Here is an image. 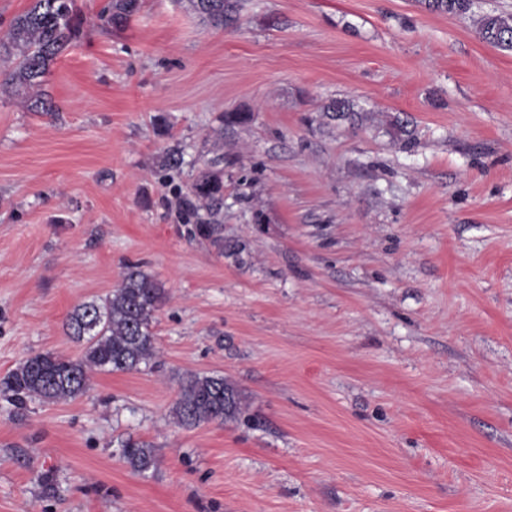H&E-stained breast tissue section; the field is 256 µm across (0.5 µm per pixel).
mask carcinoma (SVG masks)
Returning <instances> with one entry per match:
<instances>
[{"label":"carcinoma","mask_w":512,"mask_h":512,"mask_svg":"<svg viewBox=\"0 0 512 512\" xmlns=\"http://www.w3.org/2000/svg\"><path fill=\"white\" fill-rule=\"evenodd\" d=\"M189 2L202 19L216 25L235 20L232 0ZM424 4L432 11L462 15L471 11L472 0H424ZM139 8L140 0H106L98 20L107 27L120 26ZM82 23L75 0H32L30 7L0 32V63L11 65L5 85L16 95L27 97L34 111H52L47 94L41 90L43 78L77 37ZM477 31L483 41L512 49V15H483L477 19ZM180 204L194 214L205 210L206 218L198 224L197 232L218 245L222 243L221 171L201 172ZM165 297V289L152 274L138 266L126 268L111 294L84 302L68 315L66 335L83 344L80 356L55 352L30 356L0 380V391L24 410L32 399L55 403L85 393L89 373L95 369L112 373L152 368L156 356L153 327ZM241 413V393L217 375H189L173 407L174 417L185 427L222 423ZM121 456L132 471L140 474L156 463L155 449L143 442H126Z\"/></svg>","instance_id":"1"}]
</instances>
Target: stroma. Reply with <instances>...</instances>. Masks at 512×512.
<instances>
[{
    "label": "stroma",
    "instance_id": "1",
    "mask_svg": "<svg viewBox=\"0 0 512 512\" xmlns=\"http://www.w3.org/2000/svg\"><path fill=\"white\" fill-rule=\"evenodd\" d=\"M239 3L215 27L141 0L111 29L76 0L53 111L0 85V378L79 356L68 314L127 266L167 293L153 370L0 395V512H512V50L476 28L512 0ZM215 158L220 247L179 207ZM190 373L245 413L179 425ZM123 461L136 473H145L155 466V448L143 442L127 441L121 449Z\"/></svg>",
    "mask_w": 512,
    "mask_h": 512
}]
</instances>
